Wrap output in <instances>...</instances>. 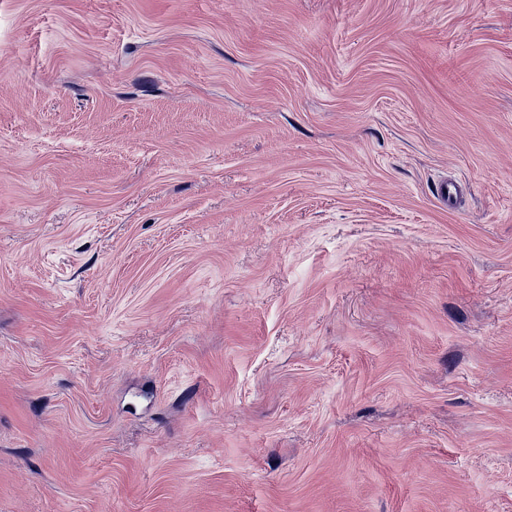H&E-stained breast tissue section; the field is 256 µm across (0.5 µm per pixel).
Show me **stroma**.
I'll return each mask as SVG.
<instances>
[{"label": "stroma", "mask_w": 512, "mask_h": 512, "mask_svg": "<svg viewBox=\"0 0 512 512\" xmlns=\"http://www.w3.org/2000/svg\"><path fill=\"white\" fill-rule=\"evenodd\" d=\"M0 512H512V0H0Z\"/></svg>", "instance_id": "obj_1"}]
</instances>
